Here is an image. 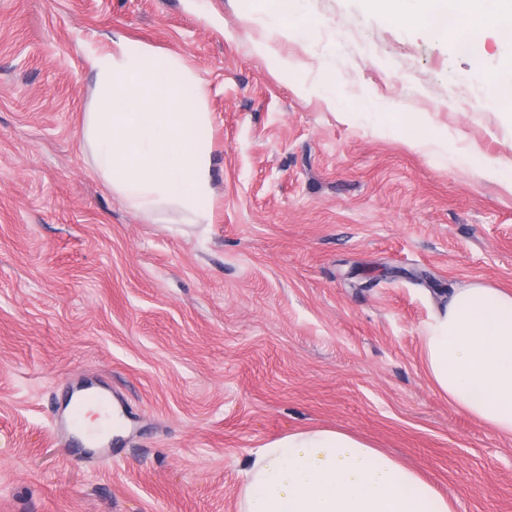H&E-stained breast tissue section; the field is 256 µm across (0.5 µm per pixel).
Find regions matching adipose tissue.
Masks as SVG:
<instances>
[{"label":"adipose tissue","mask_w":512,"mask_h":512,"mask_svg":"<svg viewBox=\"0 0 512 512\" xmlns=\"http://www.w3.org/2000/svg\"><path fill=\"white\" fill-rule=\"evenodd\" d=\"M454 16L440 34L472 53L484 22L512 43V0H423ZM93 110L83 137L94 175L137 213L173 210L208 224L216 188L211 115L181 60L120 36L92 51ZM433 388L500 435L512 436V291L473 282L452 289L423 331ZM239 512H452L412 469L340 429L298 430L250 451Z\"/></svg>","instance_id":"adipose-tissue-1"}]
</instances>
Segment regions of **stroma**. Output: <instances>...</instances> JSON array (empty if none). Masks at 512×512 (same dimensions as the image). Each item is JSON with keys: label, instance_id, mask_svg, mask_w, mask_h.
<instances>
[{"label": "stroma", "instance_id": "obj_1", "mask_svg": "<svg viewBox=\"0 0 512 512\" xmlns=\"http://www.w3.org/2000/svg\"><path fill=\"white\" fill-rule=\"evenodd\" d=\"M371 0H0V512H239L248 452L341 429L453 512H512V437L434 392L420 332L448 288L512 290V45L462 51ZM119 33L178 56L212 114L214 220L128 211L92 174L85 53ZM410 112V131L358 117ZM122 426L82 458L68 391ZM494 91L489 98V104L493 107L512 108V72L509 68L493 80Z\"/></svg>", "mask_w": 512, "mask_h": 512}]
</instances>
